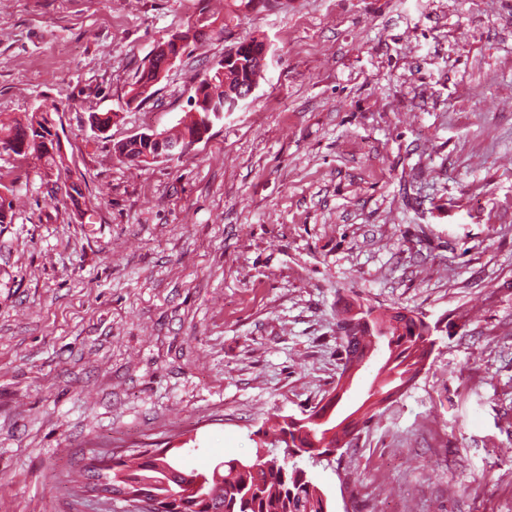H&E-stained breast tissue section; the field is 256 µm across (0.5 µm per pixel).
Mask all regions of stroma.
Listing matches in <instances>:
<instances>
[{
	"label": "stroma",
	"instance_id": "obj_1",
	"mask_svg": "<svg viewBox=\"0 0 512 512\" xmlns=\"http://www.w3.org/2000/svg\"><path fill=\"white\" fill-rule=\"evenodd\" d=\"M245 39L264 75L188 154L115 155ZM46 104L86 208L0 154V512H127L83 495L94 451L254 459L269 414L335 385L353 300L439 330L312 467L331 512H512V0H0V119ZM192 31L193 28H188L187 30L181 32L184 35V38L189 41L186 44H184L185 42L181 39V35L179 32L173 33L168 42H173L176 47H179L180 45L184 44L181 46V51H183V49L186 46H188L190 41L195 42L196 40H198V37L202 38L203 36H206V33L203 30H194V32L191 35ZM174 45L170 44L169 47H173ZM169 47L166 44L163 45L167 57L165 63L164 54H160L157 55L155 58L148 59L147 63L144 64L143 69L140 72V75L138 76V79L132 84L130 94H135H133V96L131 95V99H138L141 98V95H145L141 99V101H145L154 96L156 91L153 89L161 81L159 79H162L164 77L165 73L175 63L178 56L182 54L178 52V50H175L174 47L172 48L173 50H171L174 51V53H171L169 51ZM163 63L164 65L162 66ZM160 68L161 70L158 78V71Z\"/></svg>",
	"mask_w": 512,
	"mask_h": 512
}]
</instances>
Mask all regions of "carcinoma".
I'll return each instance as SVG.
<instances>
[{"label":"carcinoma","mask_w":512,"mask_h":512,"mask_svg":"<svg viewBox=\"0 0 512 512\" xmlns=\"http://www.w3.org/2000/svg\"><path fill=\"white\" fill-rule=\"evenodd\" d=\"M263 43L256 40L240 42L236 52L242 67L227 75V81L214 76L203 79L194 92L204 91V100H194L195 111L203 116L215 112H227L232 108L227 100L230 92L240 86H250L259 77L251 62L260 54ZM164 63L160 54L144 64L138 79L132 84L133 98L148 100L154 96L159 83L158 71ZM57 107L41 109V121L34 117L26 122L0 121V149L17 156H34L44 170L56 165V160L46 146V134L50 133L51 112ZM210 129L205 121L187 124L173 133V139H202ZM414 311L394 308L386 316H377L372 322V332L350 335L343 320L337 322V333L345 358L355 351L352 342L362 341L361 354L369 358H384L383 365L398 380L415 383L424 362L428 360L433 343L427 336L424 323L412 317ZM336 404V395L329 393L327 403L314 406L303 417V422H289L287 417L275 420L271 425L273 440L261 445V451L251 461L228 460L220 469L201 472L179 465L167 448L145 449L133 458L112 454L106 457L112 464V483L122 484L131 480L145 486L148 491L165 492L158 483L166 478V472L175 470L190 479L202 482L199 490L185 488L176 497H165L158 502L157 512H329L327 496L314 482L303 462L311 464L321 457L336 452V440L348 438L351 446L360 431L370 421L368 413L342 428H331L317 423L326 409Z\"/></svg>","instance_id":"cac0c4a2"}]
</instances>
